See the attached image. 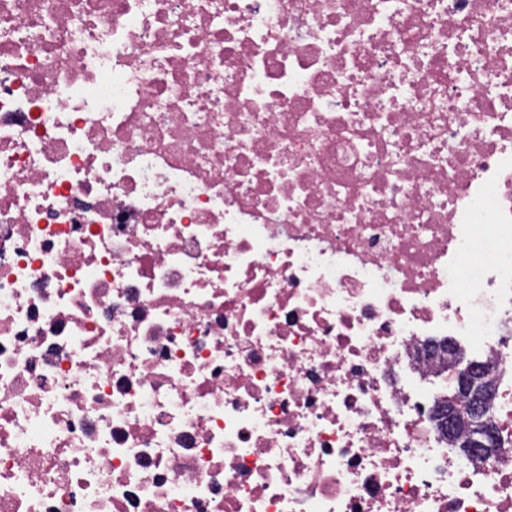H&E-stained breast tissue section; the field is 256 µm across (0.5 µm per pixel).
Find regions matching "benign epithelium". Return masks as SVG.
Returning a JSON list of instances; mask_svg holds the SVG:
<instances>
[{"label":"benign epithelium","instance_id":"1","mask_svg":"<svg viewBox=\"0 0 512 512\" xmlns=\"http://www.w3.org/2000/svg\"><path fill=\"white\" fill-rule=\"evenodd\" d=\"M451 366L457 375V399L439 415L448 419V434L467 452L473 448L497 447L492 423L495 387L490 374L480 365L456 357Z\"/></svg>","mask_w":512,"mask_h":512}]
</instances>
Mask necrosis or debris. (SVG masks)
<instances>
[{
  "instance_id": "necrosis-or-debris-1",
  "label": "necrosis or debris",
  "mask_w": 512,
  "mask_h": 512,
  "mask_svg": "<svg viewBox=\"0 0 512 512\" xmlns=\"http://www.w3.org/2000/svg\"><path fill=\"white\" fill-rule=\"evenodd\" d=\"M0 512H512V0H0ZM464 361L456 355L450 365L457 375V399L448 405V410L440 407L437 417L445 415L442 420H446L447 415L448 427L445 428L465 453L470 448H496L492 423L495 387L482 366L472 362L463 365Z\"/></svg>"
}]
</instances>
